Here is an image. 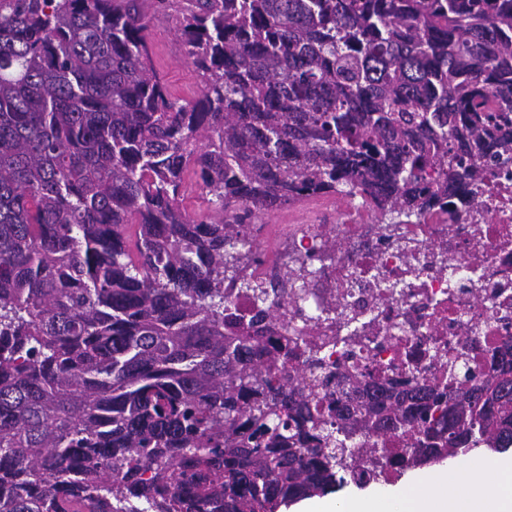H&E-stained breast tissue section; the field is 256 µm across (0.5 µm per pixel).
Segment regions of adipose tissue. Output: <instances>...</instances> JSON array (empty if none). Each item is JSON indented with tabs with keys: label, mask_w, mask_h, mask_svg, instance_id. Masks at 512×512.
Instances as JSON below:
<instances>
[{
	"label": "adipose tissue",
	"mask_w": 512,
	"mask_h": 512,
	"mask_svg": "<svg viewBox=\"0 0 512 512\" xmlns=\"http://www.w3.org/2000/svg\"><path fill=\"white\" fill-rule=\"evenodd\" d=\"M292 512H512V454L412 473L405 482L297 504Z\"/></svg>",
	"instance_id": "1"
}]
</instances>
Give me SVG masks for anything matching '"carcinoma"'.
<instances>
[{
    "label": "carcinoma",
    "mask_w": 512,
    "mask_h": 512,
    "mask_svg": "<svg viewBox=\"0 0 512 512\" xmlns=\"http://www.w3.org/2000/svg\"><path fill=\"white\" fill-rule=\"evenodd\" d=\"M172 11L193 105L143 35ZM511 167L512 0H0V512H279L511 448L509 337L333 371L262 343L287 289L241 247L313 197L454 215Z\"/></svg>",
    "instance_id": "cac0c4a2"
}]
</instances>
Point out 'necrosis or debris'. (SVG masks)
Segmentation results:
<instances>
[{
	"label": "necrosis or debris",
	"mask_w": 512,
	"mask_h": 512,
	"mask_svg": "<svg viewBox=\"0 0 512 512\" xmlns=\"http://www.w3.org/2000/svg\"><path fill=\"white\" fill-rule=\"evenodd\" d=\"M371 218L349 202L335 223L284 225L291 255L312 273L292 281L305 297L280 308L289 330L319 332L332 355L356 342L373 368L413 348L475 336L488 350L512 336V305L502 303L512 296V247L500 246L512 231V175L453 224L437 209L385 232ZM378 275L399 294L380 295Z\"/></svg>",
	"instance_id": "1"
}]
</instances>
